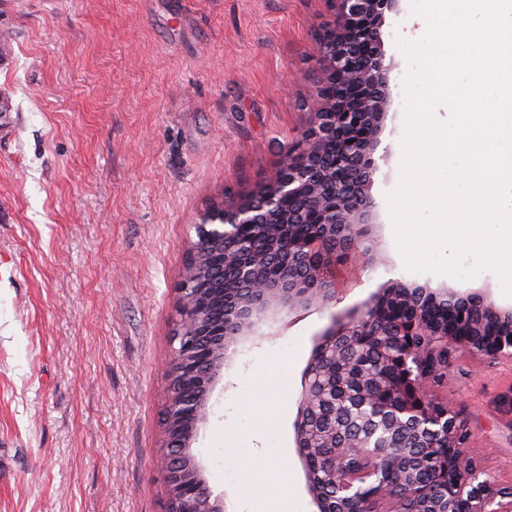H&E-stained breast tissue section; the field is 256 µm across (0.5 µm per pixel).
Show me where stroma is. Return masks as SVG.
I'll return each mask as SVG.
<instances>
[{
    "label": "stroma",
    "instance_id": "1",
    "mask_svg": "<svg viewBox=\"0 0 512 512\" xmlns=\"http://www.w3.org/2000/svg\"><path fill=\"white\" fill-rule=\"evenodd\" d=\"M328 0H0V512H166L163 389L199 214L258 191L311 126ZM422 18L398 0L384 26L392 104L370 231L383 265L337 261L336 301L281 313L224 371L195 452L230 512H313L293 427L317 334L406 270L386 192L400 175L395 39ZM467 446L512 485V358L464 356L439 387Z\"/></svg>",
    "mask_w": 512,
    "mask_h": 512
}]
</instances>
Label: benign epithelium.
Segmentation results:
<instances>
[{"label":"benign epithelium","instance_id":"obj_1","mask_svg":"<svg viewBox=\"0 0 512 512\" xmlns=\"http://www.w3.org/2000/svg\"><path fill=\"white\" fill-rule=\"evenodd\" d=\"M398 0H329L333 20L317 42L323 78L300 151L258 193L199 216L180 284L181 320L166 377L162 419L168 512H226L194 453L224 368L240 345L296 304L336 300L326 268L344 254L366 262L370 192L386 154H376L391 101L385 15ZM260 237L259 252L247 244ZM448 307V319L424 309ZM512 358V308L469 288L414 289L396 283L323 334L306 368L294 424L316 512H346L336 501L337 466L347 449L368 448L397 478L379 480L374 498L424 494L419 460L433 467L442 504L420 512H512V487H496L470 455L459 413L436 395L437 377L463 355Z\"/></svg>","mask_w":512,"mask_h":512}]
</instances>
